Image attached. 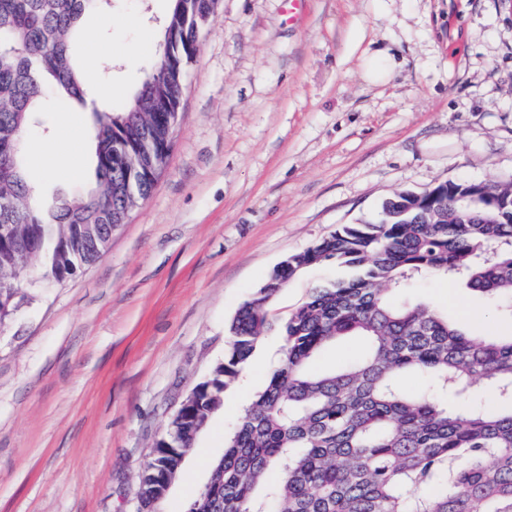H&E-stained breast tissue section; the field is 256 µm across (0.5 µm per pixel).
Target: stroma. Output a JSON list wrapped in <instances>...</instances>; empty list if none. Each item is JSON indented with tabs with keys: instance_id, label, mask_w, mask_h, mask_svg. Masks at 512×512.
I'll return each instance as SVG.
<instances>
[{
	"instance_id": "stroma-1",
	"label": "stroma",
	"mask_w": 512,
	"mask_h": 512,
	"mask_svg": "<svg viewBox=\"0 0 512 512\" xmlns=\"http://www.w3.org/2000/svg\"><path fill=\"white\" fill-rule=\"evenodd\" d=\"M169 0H112L86 15L76 54L121 107L157 61L152 34ZM138 16L140 28L122 19ZM142 45L134 60L94 45ZM63 113L27 137L44 197L84 195L80 172L42 173ZM512 183V0H218L186 68L172 145L151 196L103 256L67 280L28 289L0 330V512H132L140 475L181 402L224 357L235 311L271 269L395 193L446 182ZM332 264L301 272L272 305L284 316ZM447 280L396 291L476 336L512 319ZM344 336L310 364L358 360ZM282 340L269 333L224 408L187 454L161 512H184L224 452L244 399L266 384Z\"/></svg>"
}]
</instances>
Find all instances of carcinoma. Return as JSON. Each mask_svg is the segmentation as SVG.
Returning <instances> with one entry per match:
<instances>
[{"mask_svg": "<svg viewBox=\"0 0 512 512\" xmlns=\"http://www.w3.org/2000/svg\"><path fill=\"white\" fill-rule=\"evenodd\" d=\"M111 0H0V224L23 225L0 241V322L12 316L23 282L9 277L31 249L43 279L63 282L103 255L84 225L111 234L131 210L118 190L119 154L160 136L169 113L158 97L182 87L150 70L118 111L95 113L96 183L83 196L47 199L25 168L27 132L37 115L83 104L74 53L88 12ZM185 5L171 0L161 24L179 27L182 57L195 55L203 24L180 26ZM452 183L457 200L435 224H417L413 195L386 199L379 215L347 224L314 248L288 257L237 310L224 359L183 400L156 442L134 498V512H157L186 454L224 403V390L245 370L269 332L283 338L282 356L265 388L243 409L225 439L224 455L185 512H512V335L475 337L428 305L399 303L393 290L432 277L457 279L512 319V185L497 187L490 205ZM469 211L455 223L453 209ZM334 263L344 275L313 289L287 318L269 305L310 266ZM369 341L363 356L323 373L309 365L343 336ZM421 374L428 387L400 384ZM490 389L499 407L475 402Z\"/></svg>", "mask_w": 512, "mask_h": 512, "instance_id": "cac0c4a2", "label": "carcinoma"}]
</instances>
